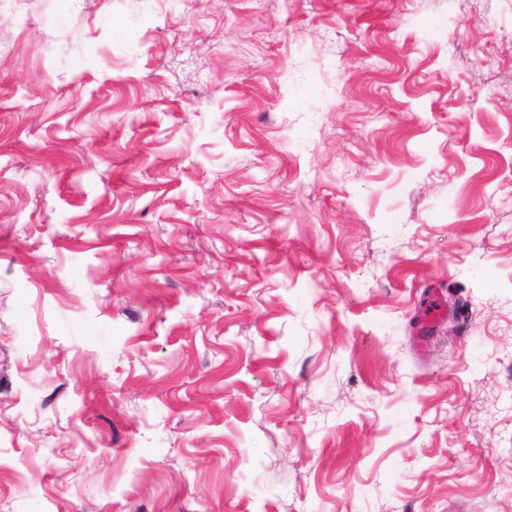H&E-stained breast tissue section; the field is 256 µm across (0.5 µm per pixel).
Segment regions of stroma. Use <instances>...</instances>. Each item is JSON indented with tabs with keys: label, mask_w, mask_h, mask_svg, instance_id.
Returning <instances> with one entry per match:
<instances>
[{
	"label": "stroma",
	"mask_w": 512,
	"mask_h": 512,
	"mask_svg": "<svg viewBox=\"0 0 512 512\" xmlns=\"http://www.w3.org/2000/svg\"><path fill=\"white\" fill-rule=\"evenodd\" d=\"M0 512H512V0H0Z\"/></svg>",
	"instance_id": "obj_1"
}]
</instances>
